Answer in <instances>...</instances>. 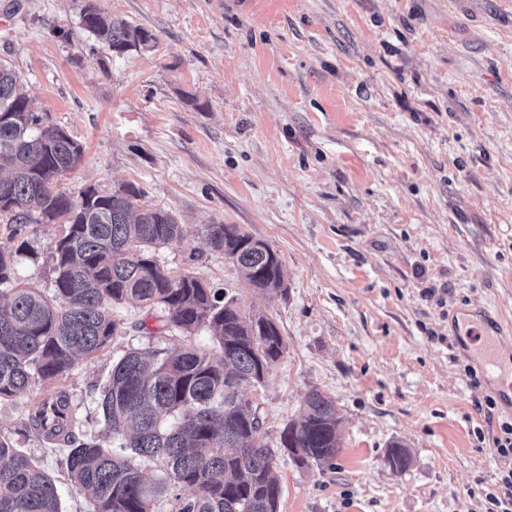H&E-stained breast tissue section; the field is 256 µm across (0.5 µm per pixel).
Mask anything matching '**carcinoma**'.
Segmentation results:
<instances>
[{
	"label": "carcinoma",
	"instance_id": "carcinoma-1",
	"mask_svg": "<svg viewBox=\"0 0 512 512\" xmlns=\"http://www.w3.org/2000/svg\"><path fill=\"white\" fill-rule=\"evenodd\" d=\"M80 24L110 51L122 54L152 40L147 30L112 17L84 0ZM83 146L45 112L32 109L21 76L0 63V220L15 225H67L52 253L53 295L15 286V254L25 243H0V400L37 378L63 379L80 356L99 353L116 333L112 305L131 303L166 313L164 327H205L218 354L196 345L175 351L147 347L112 363L96 407L105 428L125 437L115 455L76 433L69 397L55 389L34 403L29 424L66 446L69 481L90 497L96 512H152L170 488L186 491L175 512H279L282 493L276 454L303 467L330 466L340 452L341 417L335 401L313 390L299 419L288 422L273 450L242 385L260 383L284 354L275 321L224 299L189 272L171 277L155 252L183 237L173 209L142 207L128 183L110 194L93 187L77 197L55 191L75 167ZM211 247L237 266L261 294L287 293L282 262L258 248L238 224H204ZM156 460L161 473L146 478L137 461ZM389 467L405 471L411 453L394 442ZM0 512H60L55 479L39 463L0 439Z\"/></svg>",
	"mask_w": 512,
	"mask_h": 512
}]
</instances>
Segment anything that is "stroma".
I'll return each instance as SVG.
<instances>
[{
  "mask_svg": "<svg viewBox=\"0 0 512 512\" xmlns=\"http://www.w3.org/2000/svg\"><path fill=\"white\" fill-rule=\"evenodd\" d=\"M83 0H0V63L36 111L82 144L57 182L75 196L134 183L186 233L160 248L271 316L286 344L263 383L243 385L277 447L314 389L342 417L332 466L276 463L280 512H486L512 412L456 340L475 312L512 342V0H97L145 28L118 55L80 25ZM205 224H238L277 250L287 295L253 292ZM64 224L25 232L20 285L53 290ZM99 354L61 386L79 432L105 448L96 388L115 359L153 345L211 346L199 330L127 304ZM32 382L0 401V437L55 477L62 512H94L65 452L25 424ZM411 451L402 473L391 442Z\"/></svg>",
  "mask_w": 512,
  "mask_h": 512,
  "instance_id": "1",
  "label": "stroma"
}]
</instances>
